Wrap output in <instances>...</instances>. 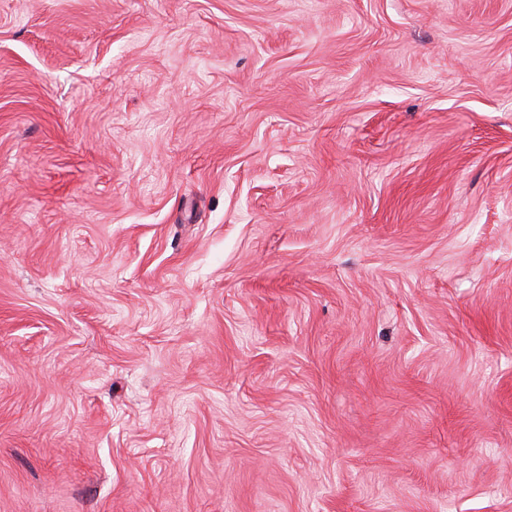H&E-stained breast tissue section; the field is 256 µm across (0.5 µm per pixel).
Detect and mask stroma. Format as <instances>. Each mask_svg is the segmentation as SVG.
Here are the masks:
<instances>
[{
  "label": "stroma",
  "mask_w": 512,
  "mask_h": 512,
  "mask_svg": "<svg viewBox=\"0 0 512 512\" xmlns=\"http://www.w3.org/2000/svg\"><path fill=\"white\" fill-rule=\"evenodd\" d=\"M0 512H512V0H0Z\"/></svg>",
  "instance_id": "stroma-1"
}]
</instances>
